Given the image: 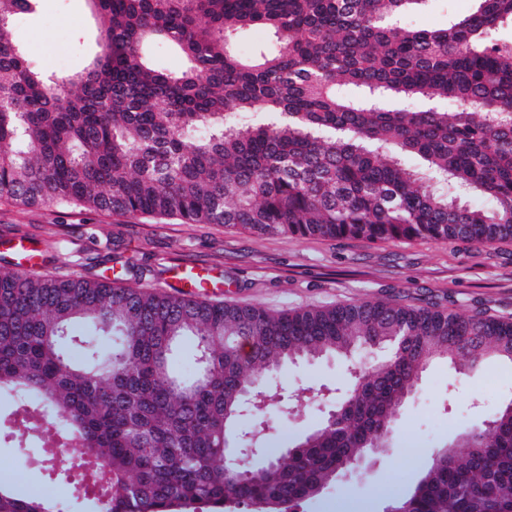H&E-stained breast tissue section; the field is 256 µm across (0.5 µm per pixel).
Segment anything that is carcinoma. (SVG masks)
Segmentation results:
<instances>
[{
  "instance_id": "carcinoma-1",
  "label": "carcinoma",
  "mask_w": 512,
  "mask_h": 512,
  "mask_svg": "<svg viewBox=\"0 0 512 512\" xmlns=\"http://www.w3.org/2000/svg\"><path fill=\"white\" fill-rule=\"evenodd\" d=\"M422 2L93 0L101 53L52 81L11 33L36 0H0V199L295 237L512 239V40L496 37L512 0H477L442 29L395 22ZM256 27L274 41L250 53ZM154 43L182 66L152 63ZM475 192L491 206L461 204ZM505 341L512 320L481 311L387 301L273 314L1 269L0 393L17 397L7 435L40 448L72 492L58 503L0 483V512H71L100 486L98 512H298L392 435L432 360L477 375L512 363ZM381 348L388 364L360 373L335 422L270 454L271 419L313 404L304 390L280 402L274 372ZM460 436L477 449L430 465L396 512H512V415ZM64 447L77 461L57 469Z\"/></svg>"
}]
</instances>
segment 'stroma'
<instances>
[{
  "mask_svg": "<svg viewBox=\"0 0 512 512\" xmlns=\"http://www.w3.org/2000/svg\"><path fill=\"white\" fill-rule=\"evenodd\" d=\"M476 6L477 0H424L407 18L441 28ZM100 27L89 0H38L35 14L14 19L13 35L46 75H70L99 52ZM18 238L32 243L42 272L58 277L118 274L124 284L165 291L178 268L194 265L213 288V300L273 313L390 300L512 318V240L475 248L427 238H295L177 218H124L79 205L22 207L0 199V268L15 267L12 244ZM370 359L359 352L290 365L280 379L289 390L342 389L351 370ZM510 403L512 369L492 366L464 377L446 361L432 362L401 412L391 450L363 476L330 490V497L365 499L371 512H383L391 500L413 489L435 450L452 441L462 426L481 423ZM407 434L424 443L412 456L401 449ZM37 456V451L21 453L0 442V475L10 476L18 495L36 490L60 498L59 486L36 468Z\"/></svg>",
  "mask_w": 512,
  "mask_h": 512,
  "instance_id": "stroma-1",
  "label": "stroma"
}]
</instances>
